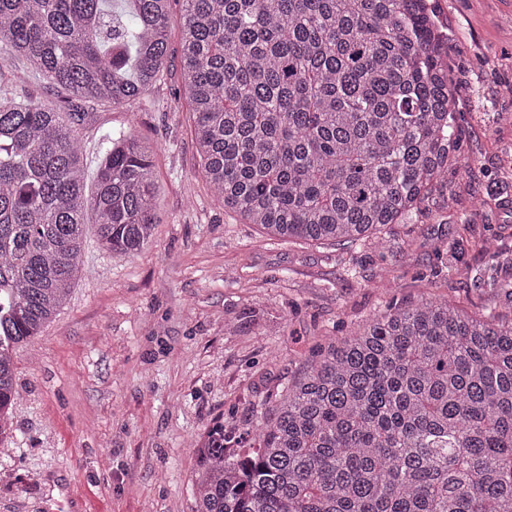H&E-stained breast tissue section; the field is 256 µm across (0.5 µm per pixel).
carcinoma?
Returning <instances> with one entry per match:
<instances>
[{
    "instance_id": "obj_1",
    "label": "carcinoma",
    "mask_w": 512,
    "mask_h": 512,
    "mask_svg": "<svg viewBox=\"0 0 512 512\" xmlns=\"http://www.w3.org/2000/svg\"><path fill=\"white\" fill-rule=\"evenodd\" d=\"M181 68L203 177L224 209L281 240L381 245L461 160L456 84L424 0H183ZM170 0H0V49L76 103L0 91V436L14 348L39 335L83 263L151 240L152 150L101 137L86 196L84 106L160 77ZM255 448L224 427L195 448V512H512V312L448 296L389 305L330 336L256 404Z\"/></svg>"
}]
</instances>
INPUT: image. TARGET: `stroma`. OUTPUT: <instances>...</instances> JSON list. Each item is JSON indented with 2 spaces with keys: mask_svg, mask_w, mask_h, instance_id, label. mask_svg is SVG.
I'll return each mask as SVG.
<instances>
[{
  "mask_svg": "<svg viewBox=\"0 0 512 512\" xmlns=\"http://www.w3.org/2000/svg\"><path fill=\"white\" fill-rule=\"evenodd\" d=\"M439 6L462 153L476 169L463 179L449 173L378 253L280 241L225 211L201 175L173 0L159 81L132 105H97L96 122L80 132L90 188L106 130L155 145L153 238L136 255H115L87 226L67 300L14 350L18 396L14 436L0 441V512H193V441L220 424L231 449L250 447L254 406L303 369L323 336L428 293L503 305L482 279L512 278V0ZM0 87L19 100L65 95L3 52ZM463 224L454 275L432 277L437 248ZM485 237L497 241L496 259L475 248Z\"/></svg>",
  "mask_w": 512,
  "mask_h": 512,
  "instance_id": "obj_1",
  "label": "stroma"
}]
</instances>
